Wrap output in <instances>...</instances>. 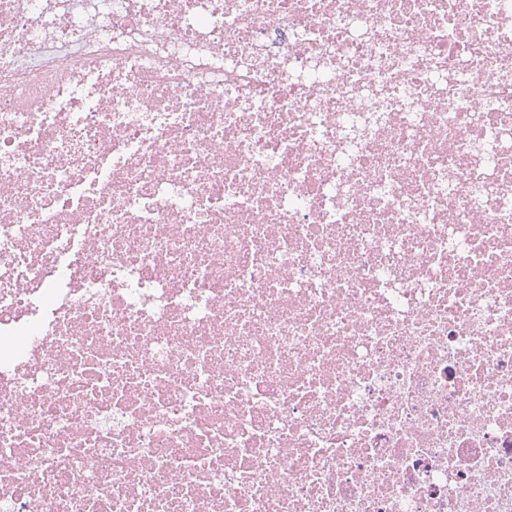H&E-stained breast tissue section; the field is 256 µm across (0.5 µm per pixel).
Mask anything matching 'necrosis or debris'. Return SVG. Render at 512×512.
<instances>
[{"mask_svg": "<svg viewBox=\"0 0 512 512\" xmlns=\"http://www.w3.org/2000/svg\"><path fill=\"white\" fill-rule=\"evenodd\" d=\"M508 136L512 0H0V512H512Z\"/></svg>", "mask_w": 512, "mask_h": 512, "instance_id": "necrosis-or-debris-1", "label": "necrosis or debris"}]
</instances>
